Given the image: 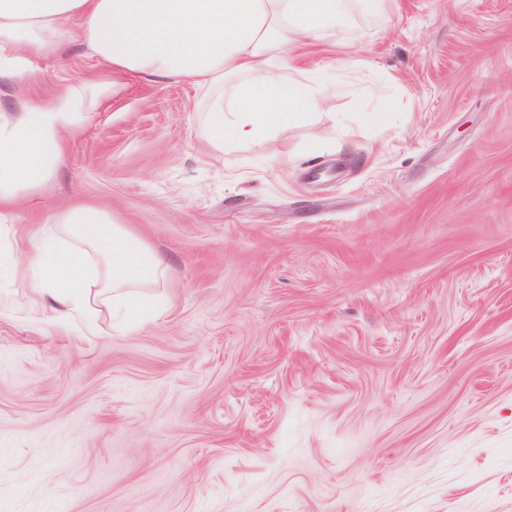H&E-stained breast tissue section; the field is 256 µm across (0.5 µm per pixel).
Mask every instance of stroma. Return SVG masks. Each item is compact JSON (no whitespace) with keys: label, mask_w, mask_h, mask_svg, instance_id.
<instances>
[{"label":"stroma","mask_w":512,"mask_h":512,"mask_svg":"<svg viewBox=\"0 0 512 512\" xmlns=\"http://www.w3.org/2000/svg\"><path fill=\"white\" fill-rule=\"evenodd\" d=\"M291 64L341 86L238 151L127 79L0 225V512H512V0H386ZM77 202L166 257L167 307L42 319L20 278Z\"/></svg>","instance_id":"obj_1"}]
</instances>
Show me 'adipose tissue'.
<instances>
[{"mask_svg":"<svg viewBox=\"0 0 512 512\" xmlns=\"http://www.w3.org/2000/svg\"><path fill=\"white\" fill-rule=\"evenodd\" d=\"M383 0H0V217L41 192L66 159L67 143L113 84L68 87L51 100L26 96L33 62L69 40L112 71L188 81L209 94L204 141L214 149L259 146L285 133L330 96L295 75L291 50L329 40L354 14L375 16ZM81 19L70 37L72 19ZM39 258L25 287L46 320L83 316L97 331L100 292L118 316L141 312L140 290L168 272L165 259L131 228L90 205H73L37 235Z\"/></svg>","mask_w":512,"mask_h":512,"instance_id":"1","label":"adipose tissue"}]
</instances>
